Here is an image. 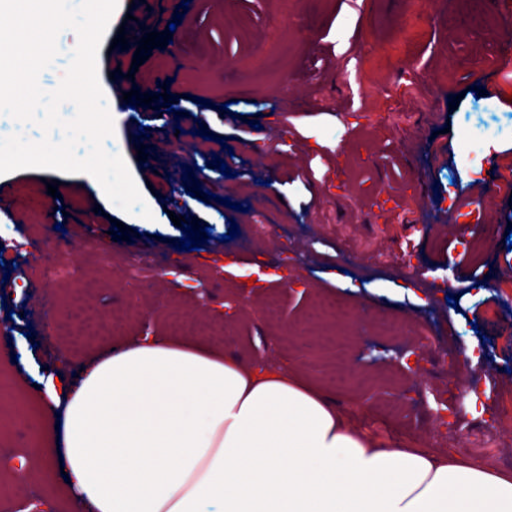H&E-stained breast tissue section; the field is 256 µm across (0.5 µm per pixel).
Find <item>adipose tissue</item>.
I'll return each mask as SVG.
<instances>
[{"instance_id": "adipose-tissue-1", "label": "adipose tissue", "mask_w": 512, "mask_h": 512, "mask_svg": "<svg viewBox=\"0 0 512 512\" xmlns=\"http://www.w3.org/2000/svg\"><path fill=\"white\" fill-rule=\"evenodd\" d=\"M301 374L123 343L46 385L62 421L12 476L61 472L68 512H512V473L375 438Z\"/></svg>"}]
</instances>
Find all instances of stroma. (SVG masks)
Segmentation results:
<instances>
[{"instance_id":"obj_1","label":"stroma","mask_w":512,"mask_h":512,"mask_svg":"<svg viewBox=\"0 0 512 512\" xmlns=\"http://www.w3.org/2000/svg\"><path fill=\"white\" fill-rule=\"evenodd\" d=\"M148 12L175 22L185 66L169 65L157 47L134 79L109 77L111 65L129 70L134 56L112 48V40L122 28L138 35L137 20ZM506 45L512 46L507 0H191L187 7L118 0L97 55L102 91L116 101L103 148L124 158L152 216L126 214L106 199L94 213V189L76 173L28 168L0 176V254L16 263L0 306V319L13 325L14 354L0 360V485L24 496L38 491L44 501L60 497L59 477L20 483L9 471L53 422L36 383L48 369L76 375L120 343L172 336L174 311L190 325L184 340L246 360L297 359L308 380L351 411L354 426L466 459L431 423L425 379L403 375V385L420 390L408 403L392 378L400 373L396 357L423 347L420 321L445 356L478 342L476 327L488 310L512 315V190L501 181L512 174ZM281 48V70L261 71L258 60ZM489 58L497 59L495 69H483ZM133 89L153 94V104L128 112L122 95ZM178 91L205 105L203 135L231 140L225 162L233 177L161 133L152 140L149 170L137 167L138 127L157 125L156 109ZM224 103L234 118L221 115ZM185 164L190 172H182ZM52 179L60 183V232L42 220ZM376 196L387 200L385 210L372 207ZM224 197L241 210L222 206ZM268 198L278 200L284 223L268 224ZM477 208L481 222L466 223L465 212ZM175 214L191 215L208 230L203 248L176 250L182 232ZM119 222L129 236L116 231ZM234 224L240 235L232 239ZM487 224L496 227L489 238ZM466 240L482 245L479 262L463 249ZM146 241L153 245L150 260L174 261L179 270L145 278L132 294L127 263ZM279 242L297 258L302 290L273 275L262 287L246 288L257 248L274 262ZM43 246L62 250L84 278L45 293L34 274ZM408 249L424 287L396 274ZM453 257L464 268L456 278L448 270ZM450 295L455 305H448ZM320 296L360 314L364 334L353 335L346 323L311 322ZM45 303L57 308L55 325L38 314ZM77 303L105 321L106 335H78ZM394 320L404 326L401 335L384 329ZM338 372L344 382L337 386L330 379ZM467 373L486 390L512 397V340L496 337Z\"/></svg>"}]
</instances>
